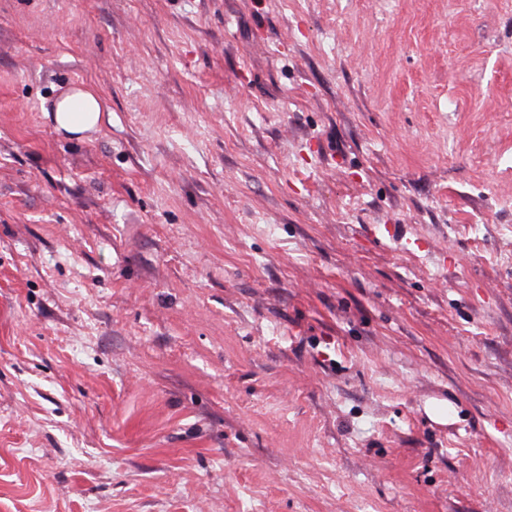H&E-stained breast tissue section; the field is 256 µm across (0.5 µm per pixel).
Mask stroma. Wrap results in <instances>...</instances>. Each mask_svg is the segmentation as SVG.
<instances>
[{"label":"stroma","instance_id":"stroma-1","mask_svg":"<svg viewBox=\"0 0 512 512\" xmlns=\"http://www.w3.org/2000/svg\"><path fill=\"white\" fill-rule=\"evenodd\" d=\"M0 512H512V0H0ZM57 130L80 138L84 133L97 130L105 121V104L95 90L76 86L44 108Z\"/></svg>","mask_w":512,"mask_h":512}]
</instances>
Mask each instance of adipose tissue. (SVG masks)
I'll return each mask as SVG.
<instances>
[{"label": "adipose tissue", "instance_id": "adipose-tissue-1", "mask_svg": "<svg viewBox=\"0 0 512 512\" xmlns=\"http://www.w3.org/2000/svg\"><path fill=\"white\" fill-rule=\"evenodd\" d=\"M106 107L95 90L74 87L51 103L45 114L56 129L73 136L99 129L105 120Z\"/></svg>", "mask_w": 512, "mask_h": 512}]
</instances>
